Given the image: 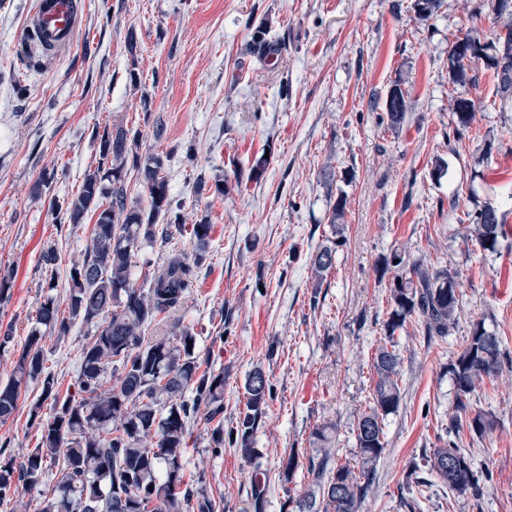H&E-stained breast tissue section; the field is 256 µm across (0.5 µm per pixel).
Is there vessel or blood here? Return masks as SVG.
I'll use <instances>...</instances> for the list:
<instances>
[{
	"label": "vessel or blood",
	"instance_id": "vessel-or-blood-1",
	"mask_svg": "<svg viewBox=\"0 0 512 512\" xmlns=\"http://www.w3.org/2000/svg\"><path fill=\"white\" fill-rule=\"evenodd\" d=\"M79 11V0H36L28 32L42 49L61 52L74 42Z\"/></svg>",
	"mask_w": 512,
	"mask_h": 512
}]
</instances>
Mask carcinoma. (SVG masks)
<instances>
[{
    "label": "carcinoma",
    "instance_id": "cac0c4a2",
    "mask_svg": "<svg viewBox=\"0 0 512 512\" xmlns=\"http://www.w3.org/2000/svg\"><path fill=\"white\" fill-rule=\"evenodd\" d=\"M442 7V0H414L417 18L426 21ZM478 13L489 11L502 24L483 35L468 29L457 37L448 54L449 80L458 85L479 86V70L471 66L482 60L493 71L501 107L512 104V0H480ZM278 43L264 25L256 26L245 51L270 60ZM477 107L472 98H456L452 111L458 126L465 128ZM408 96L399 84L389 88L383 101L387 126L403 124L409 111ZM137 137L118 127L102 135L99 159L85 174L80 192L58 211L57 230L76 226L90 210L98 211L90 243L82 262L70 270V316L59 315L55 300L44 298L35 325L18 354L12 378L0 385V422L16 412L20 386L42 384V401L51 400L52 414L40 415L41 401L30 408L36 425V448L23 461L7 454L9 442L0 443V505L16 498L19 487L33 485L49 467L59 478L40 502L38 512H217L216 501L207 490L203 473L192 482L184 480L183 460L191 437L190 423L197 409L209 408V448L215 455L224 445L236 448L250 459L255 453L253 435L271 399L273 388L262 370L252 371L246 380L247 400L235 425L224 428V371L201 369L194 329L183 324V300L194 287L196 270L204 255L190 258L174 254L160 266L143 273L144 288L131 281L135 254L144 241L168 237L169 227L181 226L161 176L162 157L141 162ZM137 171L149 194V208L127 205L125 176L127 164ZM109 197L108 207L100 200ZM167 226L158 227L159 217ZM459 222L474 225L476 243L483 249L496 247L506 235L497 208L486 204L466 212ZM41 266L44 287H56L54 250L44 252ZM334 250L323 247L312 258L317 281L333 267ZM383 267L408 268L390 289L391 311L385 323L388 339L406 321L418 317L428 338L450 335L459 307L458 272L421 262L409 263L406 254L394 251L383 258ZM91 328L92 336L81 349V365L73 388L60 395L58 381L45 371L41 342L49 335L62 336L75 321ZM501 341L484 324H474L457 358L450 364L456 395V415L448 432L468 428L476 435L491 429L488 415L471 410V397L484 377L496 373L502 364ZM374 376L371 404L357 415L353 433L360 470L333 463L331 454H320L302 463L295 454L282 462L281 480L288 483L294 472L307 466L317 492L290 501L291 512H359L370 488L374 466L385 450L384 420L398 410L400 357L395 345L378 346L372 357ZM118 375L112 391L104 392L108 373ZM154 437V446L144 440ZM453 456L456 466L448 470L445 461ZM429 470L459 495L477 496L483 473L471 457L450 440L433 450L426 459ZM266 479L254 478L248 500L249 512H265Z\"/></svg>",
    "mask_w": 512,
    "mask_h": 512
}]
</instances>
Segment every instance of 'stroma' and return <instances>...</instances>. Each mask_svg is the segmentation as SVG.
Masks as SVG:
<instances>
[{"mask_svg":"<svg viewBox=\"0 0 512 512\" xmlns=\"http://www.w3.org/2000/svg\"><path fill=\"white\" fill-rule=\"evenodd\" d=\"M472 2L444 0L421 21L414 0H80L71 47L32 65L20 54L35 0H0V275H12L0 296V337L10 338L0 384L44 297L69 313L68 272L82 262L97 215L59 233L56 205L95 168L100 135L121 126L138 133L139 157L162 156L182 222L214 226L202 248L170 230L168 241L144 244L136 263L203 251L183 312L203 366L224 372L225 424L246 401L249 371L261 368L273 388L254 459L229 446L211 453L206 410L191 426L184 472L206 473L223 512H246L259 471L266 512L313 491L302 467L281 481L290 452L304 459L324 445L338 463L355 462L354 419L370 402L395 276L381 260L396 249L457 271L460 305L446 338L427 339L415 318L393 336L402 400L385 421V451L361 512H512V112L501 111L490 77L475 89L448 82L459 31L494 25L488 12L470 18ZM252 20L266 21L278 41L272 61L244 50ZM396 83L411 109L392 130L377 102ZM457 95L478 101L476 121L462 130L450 107ZM261 155L268 164L257 178ZM438 157L448 163L440 178ZM340 199L337 227L329 214ZM488 203L508 230L493 250L457 221ZM50 246L58 286L49 292L39 269ZM325 246L335 265L318 282L311 259ZM476 322L499 336L508 360L472 398L474 410L492 414V429L453 437L488 473L474 499L451 493L423 462L451 438L449 367ZM90 334L77 322L43 340L60 390L74 382ZM40 393L36 382L23 385L16 412L0 424L15 460L37 444L29 408ZM321 427L323 444L313 436Z\"/></svg>","mask_w":512,"mask_h":512,"instance_id":"obj_1","label":"stroma"}]
</instances>
